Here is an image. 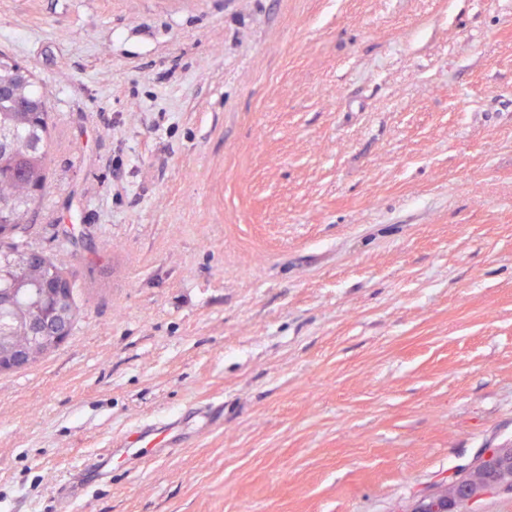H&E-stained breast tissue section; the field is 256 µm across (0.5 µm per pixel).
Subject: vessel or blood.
Returning <instances> with one entry per match:
<instances>
[{
  "label": "vessel or blood",
  "mask_w": 512,
  "mask_h": 512,
  "mask_svg": "<svg viewBox=\"0 0 512 512\" xmlns=\"http://www.w3.org/2000/svg\"><path fill=\"white\" fill-rule=\"evenodd\" d=\"M175 426L174 420L162 417L147 420L135 425L126 434L113 439L110 448L103 454L90 458L80 473H67L59 482L56 512H70L73 500L87 492L89 485L87 475H108L112 472V461L117 457L131 458L141 448L154 447L158 456L166 457L173 453L176 441L167 438L168 430Z\"/></svg>",
  "instance_id": "1"
}]
</instances>
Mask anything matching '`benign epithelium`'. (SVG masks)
Returning <instances> with one entry per match:
<instances>
[{
	"mask_svg": "<svg viewBox=\"0 0 512 512\" xmlns=\"http://www.w3.org/2000/svg\"><path fill=\"white\" fill-rule=\"evenodd\" d=\"M47 303H35L17 318L20 335L0 330V372L35 364L44 352L60 346L69 336L70 308L68 280L64 277L46 283ZM468 471L471 482L454 480L448 489L423 496L413 512H461V506H476L498 493H512V447L482 453Z\"/></svg>",
	"mask_w": 512,
	"mask_h": 512,
	"instance_id": "obj_1",
	"label": "benign epithelium"
}]
</instances>
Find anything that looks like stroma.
<instances>
[{
    "instance_id": "obj_1",
    "label": "stroma",
    "mask_w": 512,
    "mask_h": 512,
    "mask_svg": "<svg viewBox=\"0 0 512 512\" xmlns=\"http://www.w3.org/2000/svg\"><path fill=\"white\" fill-rule=\"evenodd\" d=\"M46 92L67 341L0 372V512H408L512 446V0H0ZM176 420L167 417L147 420L135 425L126 434L112 440L111 448L105 453L90 458L82 473H67L59 482L56 512H70V503L88 491L86 481L88 474L106 475L112 473V459L115 457L131 458L140 452L141 448L151 446L157 448L158 457H166L173 453L181 444L167 438L164 433L175 427Z\"/></svg>"
}]
</instances>
